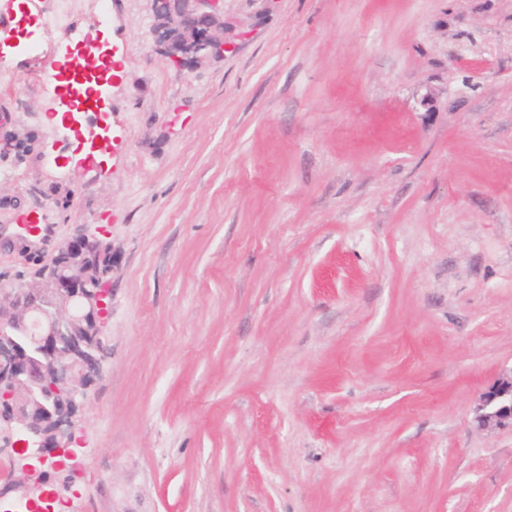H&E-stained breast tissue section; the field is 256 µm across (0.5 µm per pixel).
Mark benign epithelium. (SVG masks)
I'll return each instance as SVG.
<instances>
[{
  "mask_svg": "<svg viewBox=\"0 0 512 512\" xmlns=\"http://www.w3.org/2000/svg\"><path fill=\"white\" fill-rule=\"evenodd\" d=\"M155 29L167 46L170 62L180 68L200 64L227 51L224 0H152ZM101 240L82 234L64 242L54 263L0 304V417L6 444L21 435L12 451L18 456L7 490L21 493L33 512L48 496L60 500L72 477L59 468L53 489L27 460L60 457L68 452L72 416L86 397L103 344L100 331L109 314L110 280H95L92 269L76 266L95 253ZM480 428L512 423V377L482 393L474 410Z\"/></svg>",
  "mask_w": 512,
  "mask_h": 512,
  "instance_id": "7a95c632",
  "label": "benign epithelium"
}]
</instances>
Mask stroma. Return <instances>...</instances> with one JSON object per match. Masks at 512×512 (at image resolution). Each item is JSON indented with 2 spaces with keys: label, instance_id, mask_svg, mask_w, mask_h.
I'll return each instance as SVG.
<instances>
[{
  "label": "stroma",
  "instance_id": "stroma-1",
  "mask_svg": "<svg viewBox=\"0 0 512 512\" xmlns=\"http://www.w3.org/2000/svg\"><path fill=\"white\" fill-rule=\"evenodd\" d=\"M13 6L0 291L112 247L47 512H512V425L473 420L512 371V0H224L233 50L181 69L151 0H70L88 107L56 0ZM56 10L50 14L48 19V27L62 29L64 32L70 30L71 37L75 43H80L83 38L82 29L71 20V12L69 0H57Z\"/></svg>",
  "mask_w": 512,
  "mask_h": 512
}]
</instances>
